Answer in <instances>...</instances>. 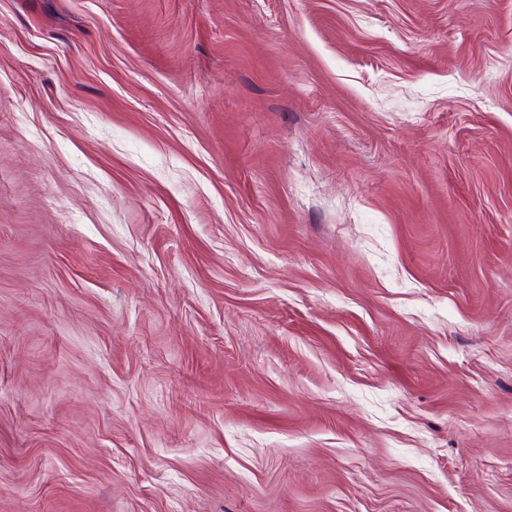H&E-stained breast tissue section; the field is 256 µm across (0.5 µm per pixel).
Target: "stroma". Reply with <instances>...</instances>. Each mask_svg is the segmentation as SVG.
Listing matches in <instances>:
<instances>
[{"mask_svg": "<svg viewBox=\"0 0 512 512\" xmlns=\"http://www.w3.org/2000/svg\"><path fill=\"white\" fill-rule=\"evenodd\" d=\"M0 512H512V0H0Z\"/></svg>", "mask_w": 512, "mask_h": 512, "instance_id": "35a3bbf8", "label": "stroma"}]
</instances>
